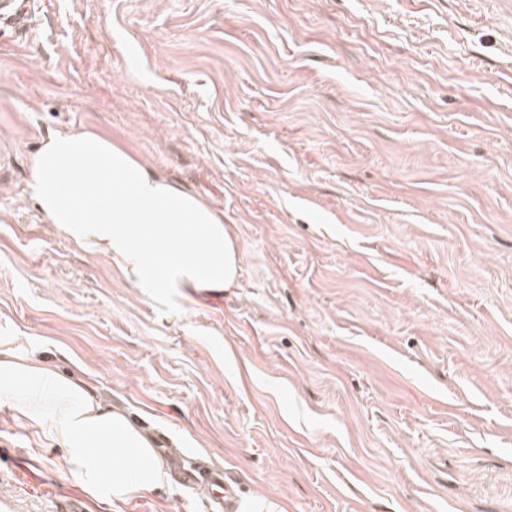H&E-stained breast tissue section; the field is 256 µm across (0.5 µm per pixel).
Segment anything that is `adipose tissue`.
<instances>
[{"label":"adipose tissue","mask_w":512,"mask_h":512,"mask_svg":"<svg viewBox=\"0 0 512 512\" xmlns=\"http://www.w3.org/2000/svg\"><path fill=\"white\" fill-rule=\"evenodd\" d=\"M30 198L85 250L107 256L138 288L221 292L239 278L240 246L222 212L91 131L49 135L32 158ZM0 406L63 450L65 479L107 503L167 481L150 441L95 388L0 340ZM111 456H103V449Z\"/></svg>","instance_id":"adipose-tissue-1"}]
</instances>
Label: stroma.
<instances>
[{
	"label": "stroma",
	"mask_w": 512,
	"mask_h": 512,
	"mask_svg": "<svg viewBox=\"0 0 512 512\" xmlns=\"http://www.w3.org/2000/svg\"><path fill=\"white\" fill-rule=\"evenodd\" d=\"M0 17V338L286 512H512V0H25ZM89 130L223 212L148 295L29 199ZM62 451L0 408V465ZM89 512H210L165 485Z\"/></svg>",
	"instance_id": "stroma-1"
}]
</instances>
